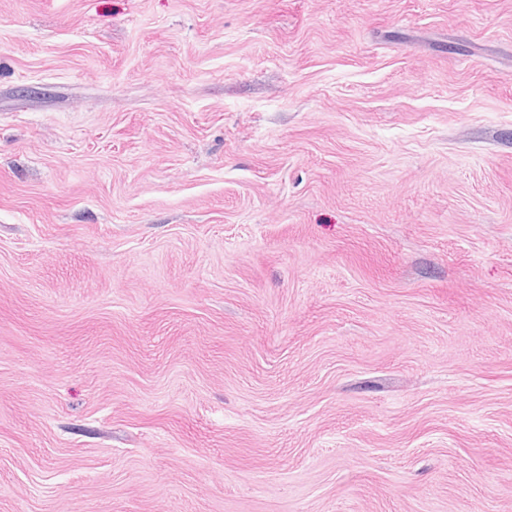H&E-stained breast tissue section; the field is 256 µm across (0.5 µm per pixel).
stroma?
Wrapping results in <instances>:
<instances>
[{"instance_id":"stroma-1","label":"stroma","mask_w":512,"mask_h":512,"mask_svg":"<svg viewBox=\"0 0 512 512\" xmlns=\"http://www.w3.org/2000/svg\"><path fill=\"white\" fill-rule=\"evenodd\" d=\"M0 512H512V0H0Z\"/></svg>"}]
</instances>
